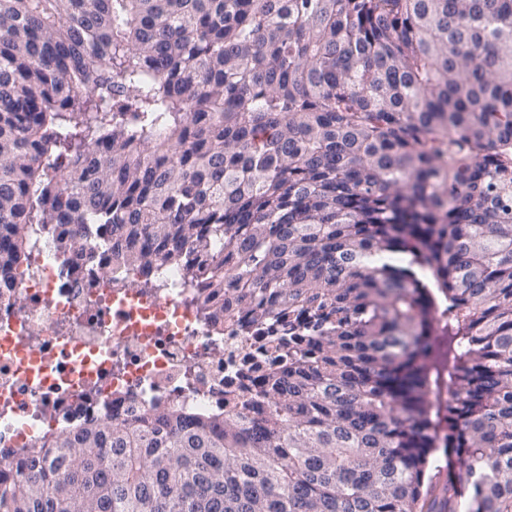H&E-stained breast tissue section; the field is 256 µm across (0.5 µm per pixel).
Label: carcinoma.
Returning <instances> with one entry per match:
<instances>
[{
  "instance_id": "obj_1",
  "label": "carcinoma",
  "mask_w": 512,
  "mask_h": 512,
  "mask_svg": "<svg viewBox=\"0 0 512 512\" xmlns=\"http://www.w3.org/2000/svg\"><path fill=\"white\" fill-rule=\"evenodd\" d=\"M35 224L288 363L23 450L0 512H512V0H0V280Z\"/></svg>"
}]
</instances>
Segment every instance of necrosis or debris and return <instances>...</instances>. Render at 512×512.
I'll use <instances>...</instances> for the list:
<instances>
[{
    "instance_id": "4bbe7bcc",
    "label": "necrosis or debris",
    "mask_w": 512,
    "mask_h": 512,
    "mask_svg": "<svg viewBox=\"0 0 512 512\" xmlns=\"http://www.w3.org/2000/svg\"><path fill=\"white\" fill-rule=\"evenodd\" d=\"M179 258L117 284L104 263L66 258L36 238L20 274L0 288V468L23 449L94 420L162 403L195 415L229 411L228 383L245 361L279 355L235 321L195 302Z\"/></svg>"
}]
</instances>
